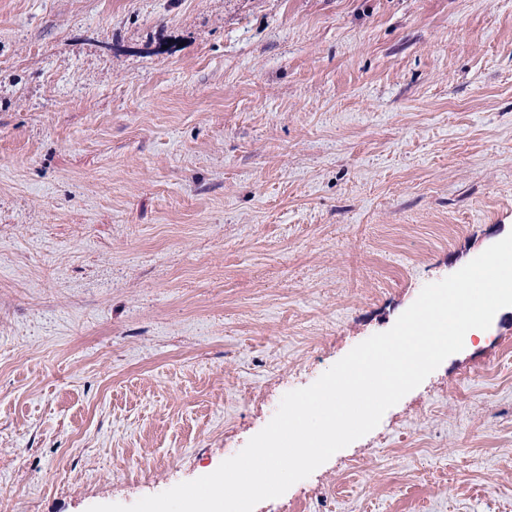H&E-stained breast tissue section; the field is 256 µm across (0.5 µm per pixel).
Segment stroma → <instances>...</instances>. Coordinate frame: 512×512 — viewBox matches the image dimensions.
<instances>
[{"label": "stroma", "mask_w": 512, "mask_h": 512, "mask_svg": "<svg viewBox=\"0 0 512 512\" xmlns=\"http://www.w3.org/2000/svg\"><path fill=\"white\" fill-rule=\"evenodd\" d=\"M512 233V0H0V512L212 473ZM512 512V307L254 512Z\"/></svg>", "instance_id": "obj_1"}]
</instances>
